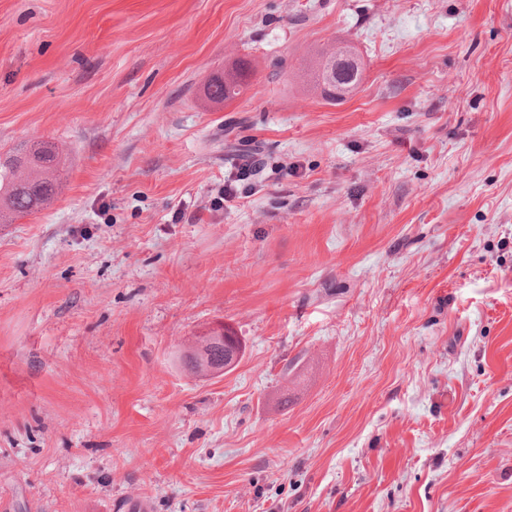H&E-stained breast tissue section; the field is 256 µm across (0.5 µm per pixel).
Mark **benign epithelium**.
Returning a JSON list of instances; mask_svg holds the SVG:
<instances>
[{
    "label": "benign epithelium",
    "instance_id": "obj_1",
    "mask_svg": "<svg viewBox=\"0 0 512 512\" xmlns=\"http://www.w3.org/2000/svg\"><path fill=\"white\" fill-rule=\"evenodd\" d=\"M182 356L187 370L200 378L224 374L239 361L237 337L222 323L191 337L183 345Z\"/></svg>",
    "mask_w": 512,
    "mask_h": 512
}]
</instances>
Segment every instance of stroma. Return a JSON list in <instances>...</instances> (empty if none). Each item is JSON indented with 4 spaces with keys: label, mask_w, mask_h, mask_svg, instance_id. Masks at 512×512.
Here are the masks:
<instances>
[{
    "label": "stroma",
    "mask_w": 512,
    "mask_h": 512,
    "mask_svg": "<svg viewBox=\"0 0 512 512\" xmlns=\"http://www.w3.org/2000/svg\"><path fill=\"white\" fill-rule=\"evenodd\" d=\"M37 140L0 512H512V0H0V153ZM219 322L242 359L189 375ZM328 53V51L322 53L317 63L318 88L320 89V94L325 101L330 103L345 101L354 94L362 83L365 71L364 64L351 47H336V75L334 74L335 91L332 93L327 92L322 88V85L327 80V67L325 66L324 60ZM344 56L350 57L354 61L351 73H346L344 69L339 68L338 59ZM249 77L250 76H245L244 78H240L235 84L230 85L224 83L222 75L214 77L208 83L205 94L209 100L215 103L232 101L244 92L248 85Z\"/></svg>",
    "instance_id": "35a3bbf8"
}]
</instances>
